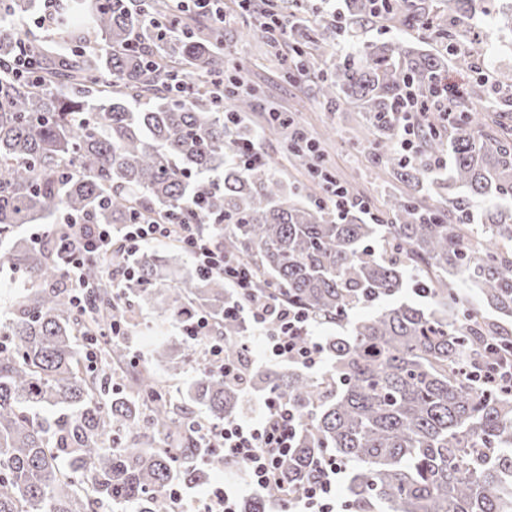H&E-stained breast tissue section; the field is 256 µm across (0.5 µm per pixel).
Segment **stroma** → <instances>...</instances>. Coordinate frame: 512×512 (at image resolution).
I'll use <instances>...</instances> for the list:
<instances>
[{
	"instance_id": "stroma-1",
	"label": "stroma",
	"mask_w": 512,
	"mask_h": 512,
	"mask_svg": "<svg viewBox=\"0 0 512 512\" xmlns=\"http://www.w3.org/2000/svg\"><path fill=\"white\" fill-rule=\"evenodd\" d=\"M224 10L228 15L224 27L228 65L238 68L243 76V90L255 95V109L246 114L245 120L259 132L258 146L274 159L277 176L296 186L308 180L305 170L289 152L286 136L263 135L272 108L288 113L295 125L306 129L318 141L329 165L339 179L347 181L353 194L369 200L375 208H382L388 187L377 178L368 149L353 140L362 122L360 112L349 105L335 110L325 103L318 93L320 67H311L307 74L294 79L287 77L283 64L292 56L287 37H280L278 44L272 45L260 31L250 42H240L236 30L243 18L234 0H224ZM476 23L482 38L472 43L471 51L480 57L486 85L491 88L502 74L512 71V38L500 31L491 18L481 16ZM130 333L129 349L144 363L149 361L157 340L178 345L184 342L176 320L160 318L147 309L138 311Z\"/></svg>"
}]
</instances>
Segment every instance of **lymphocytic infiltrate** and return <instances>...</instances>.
Wrapping results in <instances>:
<instances>
[{
  "instance_id": "f902f5d3",
  "label": "lymphocytic infiltrate",
  "mask_w": 512,
  "mask_h": 512,
  "mask_svg": "<svg viewBox=\"0 0 512 512\" xmlns=\"http://www.w3.org/2000/svg\"><path fill=\"white\" fill-rule=\"evenodd\" d=\"M63 228L57 257L72 290L71 302L83 308L89 284L81 270L87 260L113 254V239H120L122 253L132 256L154 241L177 238L192 256L196 267L223 276L239 294L247 296L246 304L234 307V314L248 318L253 338L261 340L271 360L318 369L322 363L321 343L312 336L309 314L285 304L252 296L255 274L219 249L195 224H158L155 222L123 225L114 231L109 224H90L84 216L62 213ZM179 327L187 336L205 365L223 370L225 376L238 374L237 366L225 363L224 343L211 334L209 318L200 312L180 320ZM209 445L222 457L234 462L250 485L259 489L277 483L281 462L288 454L296 435V415L283 397L264 398L258 418H233L219 425L202 426ZM347 470L335 457L320 458L313 467L309 483L293 499L292 512H336V490ZM170 500L181 512H237L235 490L216 485L197 501H186L179 486H171Z\"/></svg>"
}]
</instances>
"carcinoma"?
<instances>
[{
  "label": "carcinoma",
  "instance_id": "cac0c4a2",
  "mask_svg": "<svg viewBox=\"0 0 512 512\" xmlns=\"http://www.w3.org/2000/svg\"><path fill=\"white\" fill-rule=\"evenodd\" d=\"M285 14L261 6L266 28L293 44L288 75L326 60L344 28L303 17L304 0ZM38 0H0V62L26 44L37 80L0 67V272L21 295L0 312V512H173L167 489L196 486L223 459L205 448L200 419L179 415L158 378L191 367L189 401L210 423L237 416L242 394L284 397L297 417L293 448L280 480L241 512H288L313 460L334 455L351 464L344 502L350 512H512V392L472 379V364L491 361L492 341L512 348V334L488 319V307L512 317V208L488 210L471 223V200L512 199V127L474 106L484 81L474 56L459 46L458 25L491 12L512 33V0H346L350 24L393 22L442 51L372 41L326 70L319 87L330 105L362 112L374 164L391 185L382 216L305 202L273 173V162L245 167L236 152L256 143L241 116L254 110L235 82L224 109L210 79L224 77L221 35L168 0H54L46 36L21 32ZM154 67L145 66V59ZM206 77L185 97L167 88L171 73ZM414 95L447 98L413 134L414 158L400 148L401 112ZM495 124L501 133L486 132ZM298 164L330 176L320 154L299 143ZM448 179L433 176L443 156ZM452 185L465 195L444 198ZM94 224L192 222L224 252L255 270L257 293L348 330L322 342L320 374L249 367L247 326L226 308L242 297L224 277L176 267L155 252L133 261L120 293L102 279L96 259L84 266L91 285L86 311L72 307L54 253L64 212ZM26 224L46 225L37 246L17 240ZM476 290L467 303L460 286ZM430 300L381 305L407 289ZM150 308L163 318L199 311L224 337L230 380L207 369L185 346L157 345L152 365L128 391L113 392L108 365H89L88 348L112 362L119 343L98 345L108 319L127 326ZM371 312L359 319L357 310ZM169 441L148 447L145 438Z\"/></svg>",
  "mask_w": 512,
  "mask_h": 512
}]
</instances>
